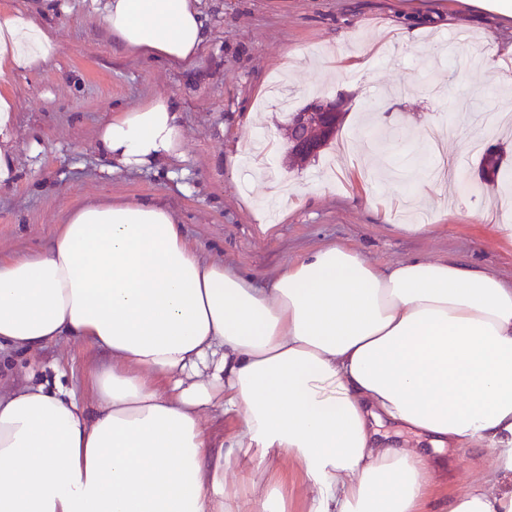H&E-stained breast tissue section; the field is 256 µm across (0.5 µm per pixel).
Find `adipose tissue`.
Instances as JSON below:
<instances>
[{
    "mask_svg": "<svg viewBox=\"0 0 512 512\" xmlns=\"http://www.w3.org/2000/svg\"><path fill=\"white\" fill-rule=\"evenodd\" d=\"M113 41L175 67L208 32L196 0H93ZM56 49L0 18V66ZM168 95L115 113L109 170L178 157ZM79 338L106 356L85 406L61 381L0 392V512H288L266 482L295 460L309 512H512V282L456 254L380 266L328 244L271 280L205 257L164 206L72 208L44 251L0 259V347ZM236 421L221 444L213 412ZM390 423L416 446L382 434ZM485 446L481 483L438 500L436 449Z\"/></svg>",
    "mask_w": 512,
    "mask_h": 512,
    "instance_id": "adipose-tissue-1",
    "label": "adipose tissue"
}]
</instances>
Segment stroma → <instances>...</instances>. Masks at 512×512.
Returning <instances> with one entry per match:
<instances>
[{"label":"stroma","mask_w":512,"mask_h":512,"mask_svg":"<svg viewBox=\"0 0 512 512\" xmlns=\"http://www.w3.org/2000/svg\"><path fill=\"white\" fill-rule=\"evenodd\" d=\"M209 41L197 63L176 69L113 44L92 0H0V16L17 12L56 31L54 54L25 70L0 71V97L14 112V167L0 183V258L45 250L75 206L147 201L170 209L205 256L260 280L317 247L338 243L371 261L454 253L512 281V241L500 239L497 198H512V126L458 148L490 95L512 100V55L496 74L470 66L489 42H512V18L473 0H199ZM391 58L356 71L346 63L380 43ZM178 102L185 128L171 163L106 173L95 148L112 114L151 96ZM341 98L339 131L316 156L286 161L289 115L320 99ZM447 137L452 185L429 183L437 162L423 145L429 129ZM274 150L267 170L288 193L245 204L240 189L251 139ZM503 156L495 185L479 159ZM432 232L401 231L413 192ZM281 216L262 234L258 215ZM103 355L65 339L32 354L0 350V387L29 375L54 381L65 363L81 383ZM487 451L454 459L437 497L472 483L490 463Z\"/></svg>","instance_id":"stroma-1"}]
</instances>
